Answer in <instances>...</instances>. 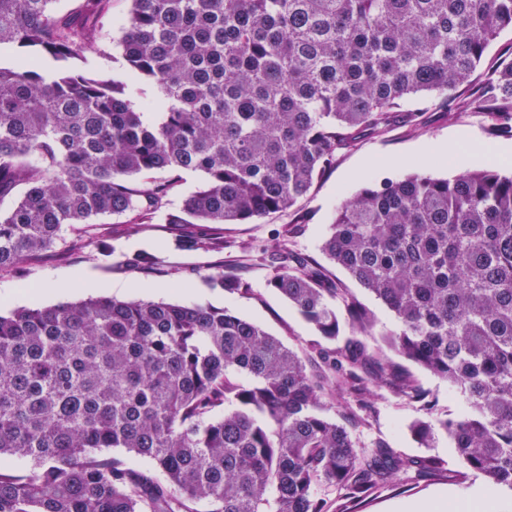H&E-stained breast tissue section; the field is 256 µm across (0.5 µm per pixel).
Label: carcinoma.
Instances as JSON below:
<instances>
[{
  "label": "carcinoma",
  "instance_id": "cac0c4a2",
  "mask_svg": "<svg viewBox=\"0 0 512 512\" xmlns=\"http://www.w3.org/2000/svg\"><path fill=\"white\" fill-rule=\"evenodd\" d=\"M0 0V270L64 228L135 212L152 221L180 173L203 184L168 224H239L291 209L362 135L448 113L512 0H130L116 19L125 79H97L88 48L110 0ZM465 106L512 138V61ZM163 170V182L137 178ZM191 249L224 238L196 232ZM321 251L398 319L384 342L448 381L464 408L430 418L429 394L362 340L373 318L327 288L309 256L271 253L268 285L329 342L305 355L224 308L96 297L0 314V512H328L443 462L360 445L375 389L426 417L467 470L512 488V174L418 170L346 197ZM230 295L242 278L210 281ZM340 298L344 316L333 300ZM141 458L135 469L127 456Z\"/></svg>",
  "mask_w": 512,
  "mask_h": 512
}]
</instances>
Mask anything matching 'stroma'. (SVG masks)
Segmentation results:
<instances>
[{
	"instance_id": "35a3bbf8",
	"label": "stroma",
	"mask_w": 512,
	"mask_h": 512,
	"mask_svg": "<svg viewBox=\"0 0 512 512\" xmlns=\"http://www.w3.org/2000/svg\"><path fill=\"white\" fill-rule=\"evenodd\" d=\"M130 8L129 0H112L105 23L106 39L95 43L90 57H104L107 70L124 74L119 31L112 18ZM465 141L467 155L461 166L434 169L437 177H452L458 168L480 170L492 163L490 150H512V138L495 136L487 118L468 108H454L451 116L429 111L415 127L395 125L381 133L363 137L356 146L341 150L336 162L314 183L308 194L290 210L239 224H219L215 230L224 239L220 251L191 250L182 245V237L163 218L141 224L134 213L96 217L86 231L63 230L47 252L29 258L16 270L0 271V311L9 312L29 306L26 291L39 288L43 296L38 307L86 300L91 290L78 286L79 278L92 276L112 283L111 295L119 300L132 298L205 304L230 309L235 315L258 324L297 352L320 342L319 333L267 281L273 273L268 257L271 251L303 253L328 271L329 278L355 295L375 319V345H382L383 334L398 330L399 322L376 297L362 288L342 269L328 264L320 251L321 241L331 224L343 196L359 193L367 184L403 177L413 163L426 158L447 156L450 146ZM305 219L299 233H292L296 216ZM139 255L156 257L154 269H135L131 260ZM237 273L251 288L250 293L231 297L211 287L209 280L220 272ZM403 367L430 394L441 414L457 415L462 409L460 396L446 381L411 362ZM419 412L389 391L376 390L365 423L355 430L361 445L385 443L396 455L441 458L446 470L440 476L417 484L388 486L372 493L360 505L342 497L331 486L319 489L330 505L329 512H394L402 503H425L438 493L467 496L474 486H486L498 502L499 512H512V488L495 485L480 474L460 482L455 474L463 467L447 436H439L431 447H423L410 427Z\"/></svg>"
}]
</instances>
